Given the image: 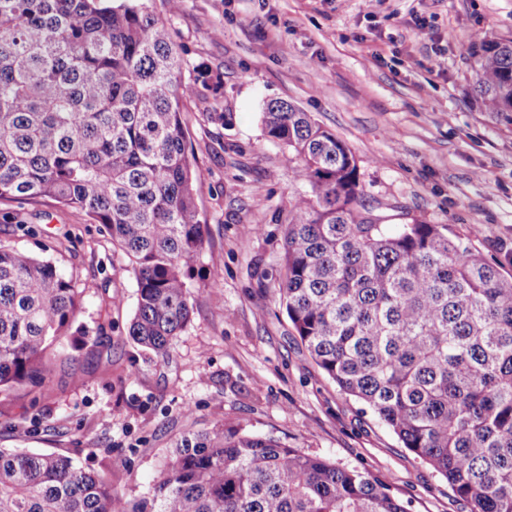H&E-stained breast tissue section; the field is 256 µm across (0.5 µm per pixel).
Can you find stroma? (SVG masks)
<instances>
[{
  "mask_svg": "<svg viewBox=\"0 0 512 512\" xmlns=\"http://www.w3.org/2000/svg\"><path fill=\"white\" fill-rule=\"evenodd\" d=\"M146 5L170 25L193 89L182 118L208 244L191 321L166 356L137 345L128 335L135 276L104 227L50 199L0 202V247L52 259L82 298L53 377L0 393V448L65 454L135 503L174 439L238 424L371 471L410 512H469L322 372L279 304L288 202L305 186L260 113L274 99L309 112L351 149L363 197L388 224L449 225L510 278L512 125L476 98L465 44L511 37L512 0ZM420 18L432 40L416 36Z\"/></svg>",
  "mask_w": 512,
  "mask_h": 512,
  "instance_id": "stroma-1",
  "label": "stroma"
}]
</instances>
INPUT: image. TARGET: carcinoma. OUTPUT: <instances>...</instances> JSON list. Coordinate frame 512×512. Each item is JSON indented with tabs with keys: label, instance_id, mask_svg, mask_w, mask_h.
<instances>
[{
	"label": "carcinoma",
	"instance_id": "obj_1",
	"mask_svg": "<svg viewBox=\"0 0 512 512\" xmlns=\"http://www.w3.org/2000/svg\"><path fill=\"white\" fill-rule=\"evenodd\" d=\"M467 51L486 111L512 124V37ZM183 66L143 3L0 0V201L48 197L102 225L135 274L128 336L162 356L206 247ZM261 123L307 186L278 288L300 340L470 512H512V279L446 224L379 223L350 148L297 105L271 100ZM80 308L52 261L0 247V392L52 377ZM0 512L408 509L366 469L221 425L182 438L136 509L66 455L0 448Z\"/></svg>",
	"mask_w": 512,
	"mask_h": 512
}]
</instances>
